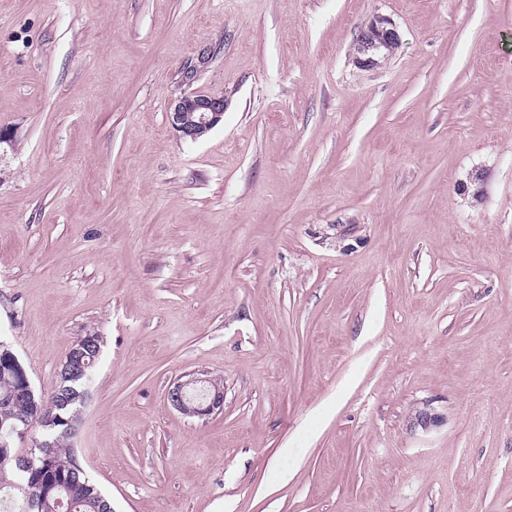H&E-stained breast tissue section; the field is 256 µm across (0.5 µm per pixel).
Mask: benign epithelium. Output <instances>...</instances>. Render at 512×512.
<instances>
[{
  "mask_svg": "<svg viewBox=\"0 0 512 512\" xmlns=\"http://www.w3.org/2000/svg\"><path fill=\"white\" fill-rule=\"evenodd\" d=\"M400 37L392 21L385 16H376L362 29L359 44L364 50H390L399 45ZM209 59L208 50L198 53L197 63L182 72L183 90L170 104L166 118L177 136L196 142L211 132L224 119V96L192 90L198 71ZM171 406L187 417L203 418L222 410L224 388L217 378L206 372L186 374L168 388Z\"/></svg>",
  "mask_w": 512,
  "mask_h": 512,
  "instance_id": "obj_1",
  "label": "benign epithelium"
}]
</instances>
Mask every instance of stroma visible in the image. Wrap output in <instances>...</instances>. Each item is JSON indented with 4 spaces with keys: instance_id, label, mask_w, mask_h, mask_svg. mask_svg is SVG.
I'll use <instances>...</instances> for the list:
<instances>
[{
    "instance_id": "stroma-1",
    "label": "stroma",
    "mask_w": 512,
    "mask_h": 512,
    "mask_svg": "<svg viewBox=\"0 0 512 512\" xmlns=\"http://www.w3.org/2000/svg\"><path fill=\"white\" fill-rule=\"evenodd\" d=\"M0 130V339L46 396L101 336L114 512H512V0H0ZM359 44L364 51H380L382 48L391 50L399 46L400 37L392 21L385 16H375L370 23L362 29L359 36ZM208 50H200L197 63L182 72L184 86L180 95L170 104L166 118L177 136L189 142H197L211 132L224 119V97L190 90L198 71L208 62ZM217 380L204 371L183 375L169 386L168 400L184 416H210L221 411L224 405V388Z\"/></svg>"
}]
</instances>
